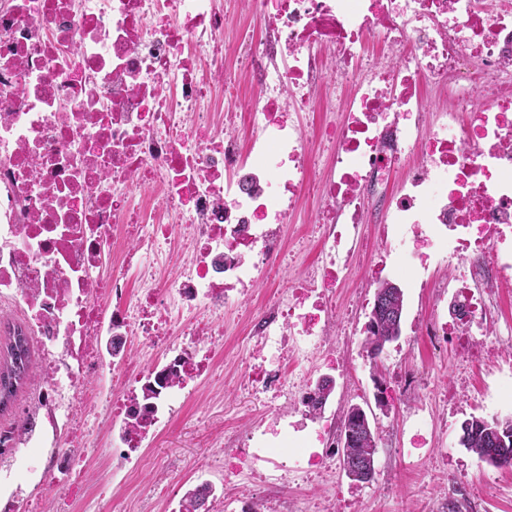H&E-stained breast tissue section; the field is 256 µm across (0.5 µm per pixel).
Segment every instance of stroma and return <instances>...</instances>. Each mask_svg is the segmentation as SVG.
Listing matches in <instances>:
<instances>
[{
	"label": "stroma",
	"instance_id": "stroma-1",
	"mask_svg": "<svg viewBox=\"0 0 512 512\" xmlns=\"http://www.w3.org/2000/svg\"><path fill=\"white\" fill-rule=\"evenodd\" d=\"M358 281V276H351L336 293L338 316L353 330L345 348L351 373L334 374L335 390L324 411L325 420L336 423L349 405H360L380 434L376 474L370 484L352 487L343 470L335 472L338 484L352 490L354 512H447L445 503L451 496L462 500V512H512V470L479 461L459 443L464 420L512 415V375L507 372L512 365V287L503 289L486 328L500 344L499 362L472 364L468 402L449 415L447 425L433 423L431 447L414 456L403 424L405 407H379L376 385L418 369L424 371L432 390L451 387L462 364L460 348L451 344L436 350L425 337L412 334L411 324L415 318L431 315L434 308H447L455 291L414 288L409 276L396 277L405 298L402 333L374 361L364 356L361 337L370 309L352 301ZM282 285L279 278L265 281L257 288L252 305L225 310L224 346L216 358L214 376L196 383L193 396L143 448L138 468L123 466L119 449L112 445L111 432L94 436L78 464L86 496L73 503L68 512H177L186 493L206 481L215 489L214 497L208 500L209 512H238L227 497L223 476L210 471L208 463L225 430H246L256 422L267 424L272 419L271 410L239 391L245 365L236 335L245 330L253 307L265 304Z\"/></svg>",
	"mask_w": 512,
	"mask_h": 512
}]
</instances>
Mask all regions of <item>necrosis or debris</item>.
<instances>
[{
    "mask_svg": "<svg viewBox=\"0 0 512 512\" xmlns=\"http://www.w3.org/2000/svg\"><path fill=\"white\" fill-rule=\"evenodd\" d=\"M241 14L263 18L260 39L229 40ZM243 79L246 127L224 101ZM311 193L316 261L238 338L244 391L277 415L216 452L240 512H280L268 488L329 478L313 370L348 367L336 291L353 270L455 286V318L416 333L498 358L471 328L512 285V0H0V303L46 351L29 429H1L0 448L51 447L43 473L67 501L100 429L137 463L210 374L225 308L284 261ZM374 196L384 247L367 258ZM134 345L161 356L132 363ZM427 390L417 371L383 390L411 402L415 449Z\"/></svg>",
    "mask_w": 512,
    "mask_h": 512,
    "instance_id": "4bbe7bcc",
    "label": "necrosis or debris"
}]
</instances>
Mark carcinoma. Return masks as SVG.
Returning <instances> with one entry per match:
<instances>
[{"mask_svg":"<svg viewBox=\"0 0 512 512\" xmlns=\"http://www.w3.org/2000/svg\"><path fill=\"white\" fill-rule=\"evenodd\" d=\"M404 292L391 281L376 288L373 307L362 341L364 351L372 353L377 342H394L401 336L404 312ZM35 381L32 373V347L28 337L15 326L6 338L0 353V411L8 409L19 389ZM344 433L350 434L343 446V465L351 483L357 487L374 477L378 431L365 411L348 408L343 415ZM460 444L489 465L503 469L512 467V417L489 422L471 417L461 424ZM212 492L205 483L189 491L185 497V512H199Z\"/></svg>","mask_w":512,"mask_h":512,"instance_id":"carcinoma-1","label":"carcinoma"}]
</instances>
